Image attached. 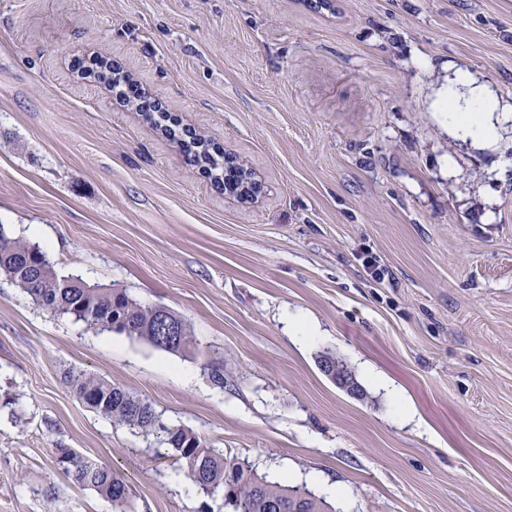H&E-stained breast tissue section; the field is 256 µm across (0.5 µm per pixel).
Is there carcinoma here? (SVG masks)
I'll return each instance as SVG.
<instances>
[{
  "mask_svg": "<svg viewBox=\"0 0 512 512\" xmlns=\"http://www.w3.org/2000/svg\"><path fill=\"white\" fill-rule=\"evenodd\" d=\"M187 159L215 171V181L224 183V162L212 155L201 138L181 140ZM0 270L20 292L52 316L69 318L97 334H124L155 349L185 359H208L204 368L214 385L224 387V361L208 358L197 343L188 320L166 306L147 305L124 288L90 283L82 276L60 274L51 258L35 243L7 235L0 228ZM170 327L177 335L167 336ZM317 362L341 373H352L342 357L319 354ZM66 384L75 398L114 424L153 436L170 448L184 477L210 499L219 497L233 512H334L324 498L304 486L271 482L245 462L224 455L197 433L168 423L153 404L137 393L85 371L70 369ZM59 468L76 484L107 500L113 512H126L130 500L127 482L110 467L84 458L62 444L53 448Z\"/></svg>",
  "mask_w": 512,
  "mask_h": 512,
  "instance_id": "obj_1",
  "label": "carcinoma"
}]
</instances>
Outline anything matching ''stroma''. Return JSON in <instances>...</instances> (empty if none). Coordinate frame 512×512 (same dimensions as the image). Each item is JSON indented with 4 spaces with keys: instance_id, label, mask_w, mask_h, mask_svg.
Segmentation results:
<instances>
[{
    "instance_id": "35a3bbf8",
    "label": "stroma",
    "mask_w": 512,
    "mask_h": 512,
    "mask_svg": "<svg viewBox=\"0 0 512 512\" xmlns=\"http://www.w3.org/2000/svg\"><path fill=\"white\" fill-rule=\"evenodd\" d=\"M98 56L173 134L82 76ZM461 74L512 104V0H0V227L183 314L224 362L219 388L0 272V512H112L58 442L120 473L129 512H200L171 451L85 407L67 368L336 512H512V113L493 143L457 137ZM186 130L257 196L189 163ZM318 366L320 367L322 363H326L327 365L321 366V371L324 373L326 377H328L330 380H332L336 385H338L340 388L345 390L350 395L354 396H364L363 390L359 387V385L356 383L357 380H355L354 373L352 372L351 368L340 356H337L336 353L325 351L321 352L317 358ZM336 368L339 370V372L336 371V377L331 368ZM341 373H349L353 376L343 375Z\"/></svg>"
}]
</instances>
